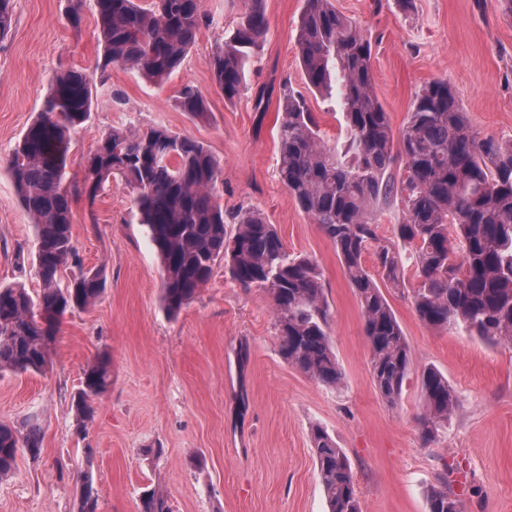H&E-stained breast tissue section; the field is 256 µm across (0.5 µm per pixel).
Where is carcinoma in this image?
Segmentation results:
<instances>
[{
  "instance_id": "1",
  "label": "carcinoma",
  "mask_w": 512,
  "mask_h": 512,
  "mask_svg": "<svg viewBox=\"0 0 512 512\" xmlns=\"http://www.w3.org/2000/svg\"><path fill=\"white\" fill-rule=\"evenodd\" d=\"M243 3L238 26L216 40L209 59L212 80L228 101L249 92L247 72L269 30L264 0ZM93 9L101 46L96 69L122 65L155 83L171 78L200 29L215 23L201 0H93ZM12 21V0H0V39ZM296 46L308 88L336 90L345 138L329 144L304 97L281 94L277 174L336 249L360 302L373 382L393 403L402 395L412 352L364 254L374 248L385 285L396 290L406 288L405 268H415L418 284L410 299L425 325L512 343V139L477 133L444 80L420 89L406 123L394 130L374 92L372 43L332 0H306ZM92 88L93 77L82 70L57 72L11 154L9 174L32 224L39 288L31 293L22 285L0 286V371H45L64 316L103 293V271L81 269L72 203L83 198L94 204L118 177L135 191L138 223L163 269L161 301L169 314L187 305L222 262L234 282L271 298L282 359L326 387H341L319 265L288 252L260 210L224 213L218 195L223 168L204 144L161 126L116 128L87 156L82 179L66 182L73 134L91 115ZM177 105L197 119L207 115L205 99L191 86L181 89ZM392 199L403 204L404 218L394 227L395 240L386 242L377 236L374 209ZM71 266L79 272L64 283L62 273ZM111 385L112 360L103 353L87 366L72 397L80 427L93 421L94 401ZM420 386L419 425L430 444L448 426L459 397L434 366L422 369ZM310 437L328 512H360L347 454L319 424ZM42 441L36 422L20 428L0 423V479L13 473L18 453L38 459ZM456 503L445 484L428 491V512H456ZM140 508L170 512L166 495L156 489L143 492ZM98 509L87 471L75 512Z\"/></svg>"
}]
</instances>
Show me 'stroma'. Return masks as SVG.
Wrapping results in <instances>:
<instances>
[{"label": "stroma", "instance_id": "1", "mask_svg": "<svg viewBox=\"0 0 512 512\" xmlns=\"http://www.w3.org/2000/svg\"><path fill=\"white\" fill-rule=\"evenodd\" d=\"M216 20L201 29L182 68L158 86L113 66L97 85L91 116L75 136L68 174L81 178L86 156L115 127L158 125L202 142L224 168L225 210L250 206L274 224L289 252L317 261L332 312L331 339L344 372L331 390L279 355L272 305L216 266L209 283L175 316L161 303L156 251L138 222L134 195L121 181L95 204L73 205V238L84 268L107 286L91 307L66 315L51 364L40 374H0V423L37 420L42 454H18L0 480V512H73L84 472H92L99 512H138L143 491H163L172 512H327L310 427L324 426L349 457L361 512H428L427 491L447 482L464 512H512V344H489L457 330L426 327L402 293L385 295L412 351L396 403L383 399L369 369L357 296L336 250L290 197L277 175L278 100L256 112L250 97L229 102L213 84L209 56L231 32L242 0H202ZM373 43L375 93L401 128L418 90L444 79L474 129L512 139V13L501 0H334ZM71 0H13V25L0 39V284L37 281L26 257L30 221L9 176L10 153L34 121L57 71L94 72L101 48L96 17L84 7L79 27ZM305 0H265L269 31L251 67L252 86L303 93L326 139L339 123L333 98L309 91L295 44ZM208 103L199 120L176 103L183 85ZM125 100L116 106L113 94ZM251 347L246 375L235 348ZM112 358V385L94 404L86 433L71 407L87 365ZM442 371L461 403L436 442L424 444L418 417L423 366ZM249 404L238 412L236 393ZM161 445L146 459L143 448Z\"/></svg>", "mask_w": 512, "mask_h": 512}]
</instances>
